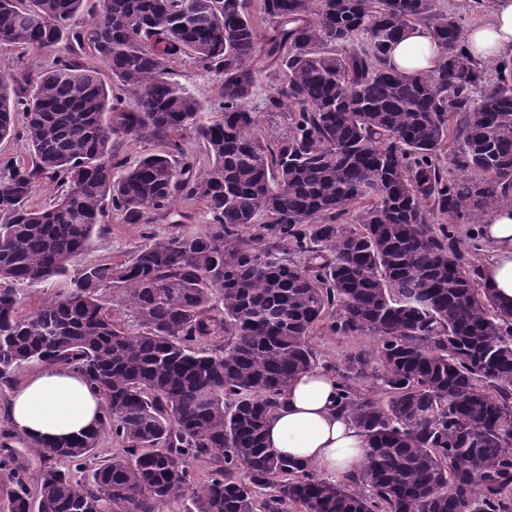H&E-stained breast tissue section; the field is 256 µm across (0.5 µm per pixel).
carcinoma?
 I'll return each instance as SVG.
<instances>
[{"label": "carcinoma", "mask_w": 512, "mask_h": 512, "mask_svg": "<svg viewBox=\"0 0 512 512\" xmlns=\"http://www.w3.org/2000/svg\"><path fill=\"white\" fill-rule=\"evenodd\" d=\"M0 0V45L35 55L88 46L112 73L67 57L31 77L0 74V383L44 364L80 371L102 401L97 429L12 447L0 474L11 512H512V306L465 266L451 230L512 204V63L486 82L462 18L438 0ZM444 57L430 72L387 64L416 24ZM188 59L224 84L210 119L167 64ZM287 112L269 141L249 107L265 72ZM456 120L448 180L438 164ZM195 139L205 167L186 150ZM155 149L132 166L112 147ZM50 184L56 197L33 203ZM204 231L173 233L124 261L82 266L70 287L23 314V286L54 282L115 212ZM355 215L356 224L340 220ZM298 266L244 235L260 221ZM122 296L138 329L112 316ZM326 325L372 347L336 370L366 436L359 470L336 481L266 446L288 385L311 369ZM373 381L382 396H364ZM123 447L98 457L104 435ZM42 463L36 475L24 458ZM207 461L189 483L188 465Z\"/></svg>", "instance_id": "obj_1"}]
</instances>
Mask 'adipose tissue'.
<instances>
[{"label": "adipose tissue", "mask_w": 512, "mask_h": 512, "mask_svg": "<svg viewBox=\"0 0 512 512\" xmlns=\"http://www.w3.org/2000/svg\"><path fill=\"white\" fill-rule=\"evenodd\" d=\"M466 49L481 62L512 58V0H495L488 20L473 24ZM441 50L423 26L392 45L388 62L405 72L432 70ZM491 248L480 278L497 298L512 303V205L487 212L481 226ZM8 414L16 434L28 441L73 438L96 429L101 401L86 378L62 366L32 371L14 390ZM278 454L339 477L357 471L366 446L362 431L344 410L332 371L316 369L298 375L265 430Z\"/></svg>", "instance_id": "1"}]
</instances>
